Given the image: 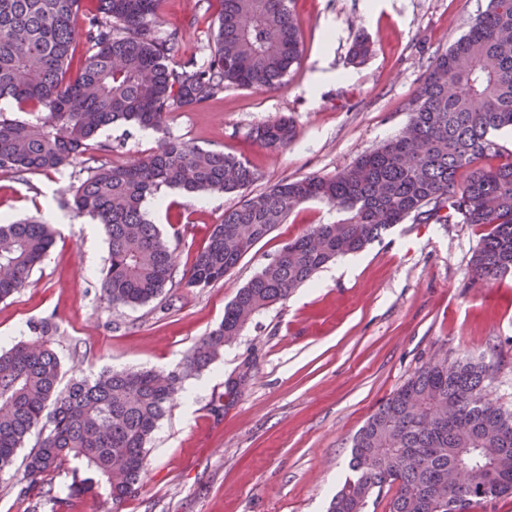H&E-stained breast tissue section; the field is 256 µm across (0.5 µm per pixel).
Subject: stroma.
<instances>
[{
	"label": "stroma",
	"instance_id": "stroma-1",
	"mask_svg": "<svg viewBox=\"0 0 512 512\" xmlns=\"http://www.w3.org/2000/svg\"><path fill=\"white\" fill-rule=\"evenodd\" d=\"M488 0H295L304 45L286 85L235 86L199 108L171 113L170 138L246 156L259 173L252 192L309 174L330 176L399 133L404 105L436 55L463 35ZM165 27L186 31L187 51L206 60L216 7L162 0ZM359 38L372 53L351 63ZM281 116L298 130L272 152L255 128ZM158 133L132 124L99 134L95 148L116 165L151 152ZM87 176L76 164L53 173H0V214L16 220L54 212L55 243L29 283L0 301V350L53 318L64 380L102 369L181 370L187 352L215 329L224 308L288 239L338 220L308 202L256 244L224 280L165 288L144 306L115 308L101 291L107 240L101 225L74 215L69 187ZM235 194L165 189L146 209L190 266ZM476 224L394 226L355 254L322 268L287 301L260 312L205 369L186 376L192 403L176 400L147 445L146 474L120 512H326L350 471L352 438L393 392L431 359L470 356L493 368L489 397L512 408V277L471 278L485 234ZM247 381L226 395L225 381Z\"/></svg>",
	"mask_w": 512,
	"mask_h": 512
}]
</instances>
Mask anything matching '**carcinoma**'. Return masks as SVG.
<instances>
[{"label": "carcinoma", "mask_w": 512, "mask_h": 512, "mask_svg": "<svg viewBox=\"0 0 512 512\" xmlns=\"http://www.w3.org/2000/svg\"><path fill=\"white\" fill-rule=\"evenodd\" d=\"M0 0V98L33 118L0 113V171L51 173L76 163L91 173L72 209L102 224L108 241L102 288L114 306L145 305L173 284L176 248L147 216L163 189L238 193L178 284L206 288L229 274L300 205L327 202L345 214L284 242L236 293L224 319L198 340L182 370H104L59 389L62 363L49 320L0 352V475L23 458L19 495L53 510L68 501L45 477L68 468L79 484L118 507L144 473L146 445L188 374L209 366L260 311L288 299L340 256L381 239L394 225L487 228L471 276L494 283L512 274V161L482 165L512 128V0H489L468 31L435 57L406 103L409 120L382 146L332 176L309 175L253 194L258 172L233 154L162 137L148 155L114 166L92 153L98 133L134 123L158 133L171 113L201 107L229 85L281 86L303 54L292 0H216L210 59L186 54L184 32L167 28L160 0ZM85 48L71 71L77 46ZM297 135L280 117L254 138L270 150ZM38 216L0 223V300L25 287L54 242ZM490 366L466 358L431 360L397 389L355 434L348 478L328 512H368L383 492L386 512H473L512 495V410L487 397Z\"/></svg>", "instance_id": "1"}]
</instances>
